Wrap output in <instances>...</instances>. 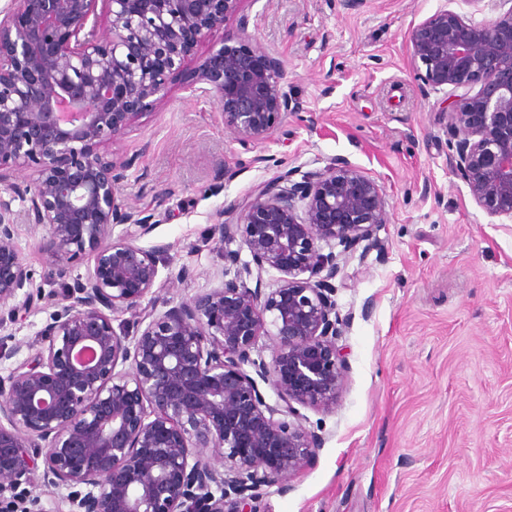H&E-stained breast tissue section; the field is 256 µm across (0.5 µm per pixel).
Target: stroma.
I'll list each match as a JSON object with an SVG mask.
<instances>
[{"label": "stroma", "instance_id": "1", "mask_svg": "<svg viewBox=\"0 0 512 512\" xmlns=\"http://www.w3.org/2000/svg\"><path fill=\"white\" fill-rule=\"evenodd\" d=\"M447 6L479 20L500 10L497 0H241L151 113L105 148L131 162L125 199L155 215L141 244L160 247V276L192 271L163 285L177 301L222 279L211 231L224 203L281 171L343 157L386 190V224L334 281L348 318L341 392L330 410H300L323 444L288 490H264L261 512H512V223L482 210L455 174L441 96L422 91L408 52L410 27ZM242 23L314 116L250 147L214 100L189 91L201 59ZM219 162L232 178L216 175ZM18 247L44 294L12 326L32 343L61 285L37 234L21 228Z\"/></svg>", "mask_w": 512, "mask_h": 512}]
</instances>
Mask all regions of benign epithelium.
Listing matches in <instances>:
<instances>
[{
    "instance_id": "1",
    "label": "benign epithelium",
    "mask_w": 512,
    "mask_h": 512,
    "mask_svg": "<svg viewBox=\"0 0 512 512\" xmlns=\"http://www.w3.org/2000/svg\"><path fill=\"white\" fill-rule=\"evenodd\" d=\"M95 2L11 0L0 20V306L42 298L17 246L21 220L45 229L41 249L65 283L25 359L8 344L20 309L0 316V512H29L40 463L43 486L69 489V512H260L259 490H285L322 445L289 418L299 405L336 402L347 317L332 280L340 257L386 223V192L345 158L299 181L286 170L224 204L219 285L161 312L143 305L160 248L139 240L155 215L128 206L101 149L154 108L240 0H107L104 36L89 23ZM408 39L422 88L449 89L457 175L481 209L512 221V6L480 21L440 9ZM283 76L243 19L202 60L191 93L213 99L224 126L256 145L298 114ZM243 247L251 260L241 261ZM85 260L86 274L71 278ZM270 269L283 274L275 288L263 284Z\"/></svg>"
}]
</instances>
